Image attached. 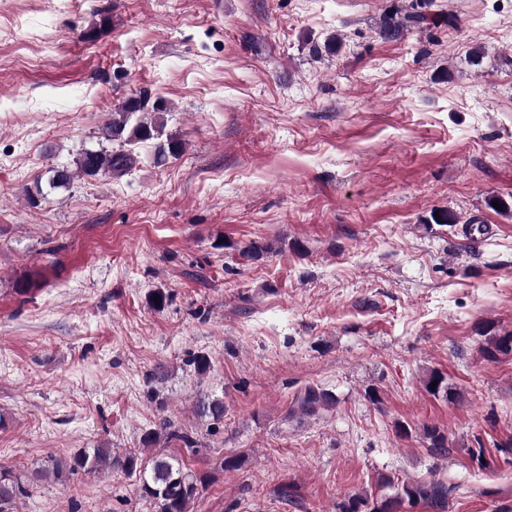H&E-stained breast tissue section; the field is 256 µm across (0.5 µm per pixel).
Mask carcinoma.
<instances>
[{
  "label": "carcinoma",
  "instance_id": "obj_1",
  "mask_svg": "<svg viewBox=\"0 0 512 512\" xmlns=\"http://www.w3.org/2000/svg\"><path fill=\"white\" fill-rule=\"evenodd\" d=\"M428 20L421 12L402 17L392 14L385 17L380 32L387 39H398L405 31ZM166 106L150 102V96L143 93L125 99L112 113V122L106 127V135L123 143H142L158 140L163 135L164 123L161 113ZM132 157L123 151L106 154L99 150L85 149L78 154L76 170L62 169L52 178V185L65 187L76 176L93 177L102 172L124 175L130 168ZM334 401L333 396L323 389L309 386L297 397L298 410L305 415H314ZM181 441L190 454L196 453V441L192 436L176 428L168 417L160 418L158 428L143 438V445L150 448L161 439ZM117 467L139 475L140 497L150 501L155 512H188L190 501L197 493V478L182 461L173 456L153 453L147 457L126 455L112 458L108 448H94L78 453L71 462L52 461L45 472L57 477L79 470L97 471L102 467ZM29 495V485L15 474L12 468L0 464V512H18L19 504ZM406 498L421 500L437 509L448 503V486L439 482L403 481L397 485L395 497L378 504L369 505L368 497L356 496L349 500L342 512H392L394 504Z\"/></svg>",
  "mask_w": 512,
  "mask_h": 512
}]
</instances>
